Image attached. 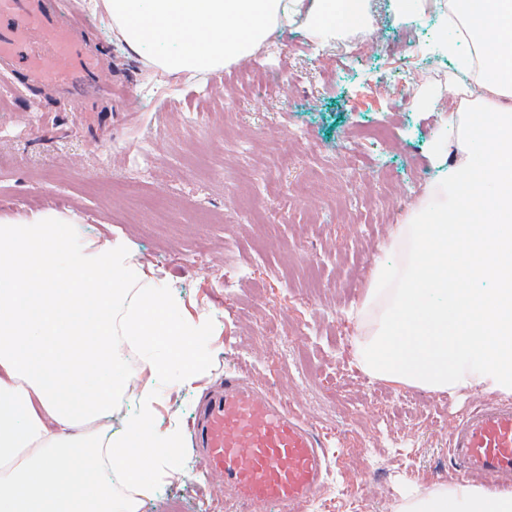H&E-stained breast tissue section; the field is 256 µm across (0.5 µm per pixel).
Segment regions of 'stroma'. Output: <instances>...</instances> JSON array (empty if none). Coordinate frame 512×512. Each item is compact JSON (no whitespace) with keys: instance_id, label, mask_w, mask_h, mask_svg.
<instances>
[{"instance_id":"stroma-1","label":"stroma","mask_w":512,"mask_h":512,"mask_svg":"<svg viewBox=\"0 0 512 512\" xmlns=\"http://www.w3.org/2000/svg\"><path fill=\"white\" fill-rule=\"evenodd\" d=\"M370 0L364 56L293 26L270 48L196 82H147L104 22L85 40L135 104L75 108L0 76V214L54 208L88 239L123 237L174 296L176 317L206 318L208 364L159 419L183 434L228 373L278 392L332 440L331 471L307 512H390L404 482H452L448 430L477 394L451 398L342 379L348 315L393 224L435 178L430 148L447 113L435 0L400 15ZM392 123L391 143L360 137ZM184 478L142 512H236L188 448Z\"/></svg>"}]
</instances>
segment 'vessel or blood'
<instances>
[{"mask_svg":"<svg viewBox=\"0 0 512 512\" xmlns=\"http://www.w3.org/2000/svg\"><path fill=\"white\" fill-rule=\"evenodd\" d=\"M58 0H0V67L22 85L54 82L77 103L111 95L100 58L75 37ZM193 441L202 466L222 476L225 498L245 512H304L329 469L323 436L282 397L228 375L198 403ZM454 474L512 484V403L481 401L448 434Z\"/></svg>","mask_w":512,"mask_h":512,"instance_id":"vessel-or-blood-1","label":"vessel or blood"}]
</instances>
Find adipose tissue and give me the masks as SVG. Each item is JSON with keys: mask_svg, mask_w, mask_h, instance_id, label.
I'll list each match as a JSON object with an SVG mask.
<instances>
[{"mask_svg": "<svg viewBox=\"0 0 512 512\" xmlns=\"http://www.w3.org/2000/svg\"><path fill=\"white\" fill-rule=\"evenodd\" d=\"M148 79L215 73L304 20L312 41L364 0H87ZM460 99L433 138L437 179L393 225L352 317L370 379L512 396V0H448ZM204 321L175 319L129 242L80 240L48 208L0 218V512H139L184 477L158 406L206 368ZM121 430L105 421L126 395ZM392 512H512V492L406 483Z\"/></svg>", "mask_w": 512, "mask_h": 512, "instance_id": "ef3b65f1", "label": "adipose tissue"}]
</instances>
